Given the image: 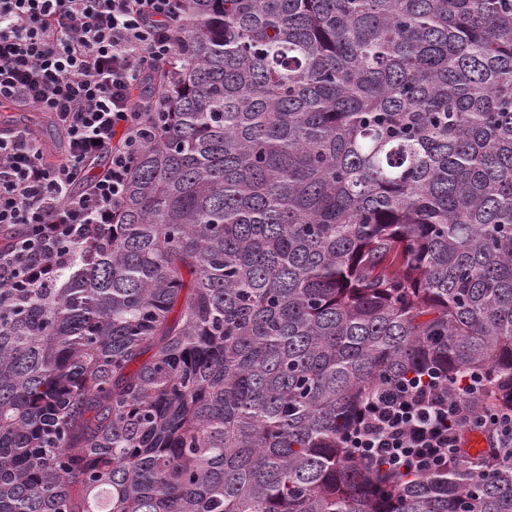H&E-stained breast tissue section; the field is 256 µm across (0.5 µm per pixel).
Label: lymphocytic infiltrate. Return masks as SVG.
Instances as JSON below:
<instances>
[{
	"instance_id": "lymphocytic-infiltrate-1",
	"label": "lymphocytic infiltrate",
	"mask_w": 512,
	"mask_h": 512,
	"mask_svg": "<svg viewBox=\"0 0 512 512\" xmlns=\"http://www.w3.org/2000/svg\"><path fill=\"white\" fill-rule=\"evenodd\" d=\"M183 2L0 0V103L49 112L68 137L66 157L51 163L29 132L0 130V229L10 231L0 242V286L10 293L55 287L76 245L111 232L136 159L171 110L166 91L139 89L175 64ZM482 387L469 378L452 399L433 373L385 387L346 444L386 468L433 472L456 458L462 431L512 440V411L472 410Z\"/></svg>"
}]
</instances>
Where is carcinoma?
I'll return each mask as SVG.
<instances>
[{
    "label": "carcinoma",
    "instance_id": "obj_1",
    "mask_svg": "<svg viewBox=\"0 0 512 512\" xmlns=\"http://www.w3.org/2000/svg\"><path fill=\"white\" fill-rule=\"evenodd\" d=\"M112 234L0 302V512H512V445L344 436L426 368L512 409V0H185Z\"/></svg>",
    "mask_w": 512,
    "mask_h": 512
}]
</instances>
